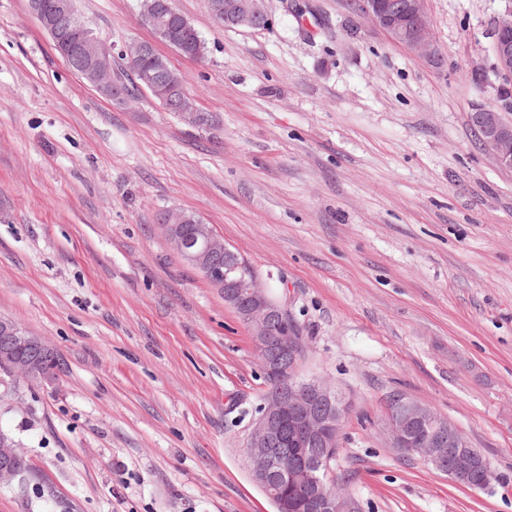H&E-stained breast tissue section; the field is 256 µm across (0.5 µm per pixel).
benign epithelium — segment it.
I'll use <instances>...</instances> for the list:
<instances>
[{"label":"benign epithelium","mask_w":512,"mask_h":512,"mask_svg":"<svg viewBox=\"0 0 512 512\" xmlns=\"http://www.w3.org/2000/svg\"><path fill=\"white\" fill-rule=\"evenodd\" d=\"M144 23L158 38L180 53L197 58L196 51H186L183 32L186 18L172 0H141ZM504 8L496 16L491 38L494 69L498 76L512 81V0H504ZM361 11L394 40L417 53L430 50V27L423 10V0H405L397 11L383 0H359ZM30 12L42 28L59 44L71 68L83 74L103 96L115 103L127 102L125 89L116 83L112 72V47L100 42L75 8L74 0H28ZM224 27L266 29L270 18L265 0H224L215 4ZM130 63L150 55L155 65L138 71L141 88L152 91L164 85L175 91L170 81H162L165 65L152 41H135L121 51ZM171 108L188 120L191 126L203 128L209 117L182 97H173ZM512 109V92L503 87L497 108L478 107L471 113L472 124L479 130L484 146L500 167L512 171V123L502 113ZM167 236L177 253L198 269L210 284L224 294V301L249 328L261 361L264 376L273 378L283 370L284 361L291 362L293 375L288 383V396L267 398L255 420L247 444V457L253 482L268 497L275 512H290L293 503L275 497L271 487L284 478L298 499L307 503L311 512H349L346 499L325 491L332 456L328 448L340 444L349 411L348 402L337 390L315 379H301L298 368L302 351L292 331L274 330L275 320L285 307L269 292L263 280L233 247L224 243L212 227L195 222L185 212L167 211L160 217ZM58 353L30 334L17 322L0 318V370L19 374L29 380L46 378L49 367L59 362ZM388 410V436L399 453L420 455L436 470L459 485L488 488L495 476L488 462L464 444L457 428L450 422L431 418L425 405L403 395L392 401ZM294 426L293 443L301 448L300 461L284 471L275 468L272 441L280 434V421ZM35 469L29 457L15 448L13 439L0 431V484H15L25 491Z\"/></svg>","instance_id":"obj_1"}]
</instances>
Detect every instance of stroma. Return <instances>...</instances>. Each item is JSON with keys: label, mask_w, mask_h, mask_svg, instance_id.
Wrapping results in <instances>:
<instances>
[{"label": "stroma", "mask_w": 512, "mask_h": 512, "mask_svg": "<svg viewBox=\"0 0 512 512\" xmlns=\"http://www.w3.org/2000/svg\"><path fill=\"white\" fill-rule=\"evenodd\" d=\"M227 29L175 0L205 59L158 52L214 126L147 92L118 106L0 0V317L55 347L51 378L0 385V431L57 512H275L246 446L267 386L248 328L169 243L209 224L297 321L301 374L350 403L331 476L352 512H512V172L470 114L495 107L502 0H424L420 56L358 0H266ZM120 51L154 34L139 0H76ZM402 393L497 476L456 484L387 440Z\"/></svg>", "instance_id": "1"}]
</instances>
